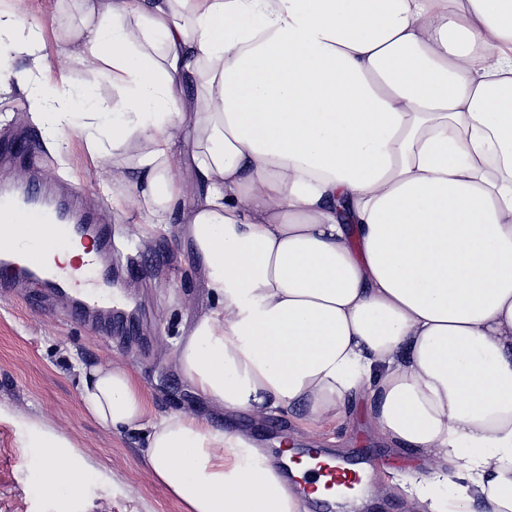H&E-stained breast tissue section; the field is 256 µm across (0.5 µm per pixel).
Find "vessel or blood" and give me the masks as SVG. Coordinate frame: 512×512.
Returning <instances> with one entry per match:
<instances>
[{"instance_id":"obj_1","label":"vessel or blood","mask_w":512,"mask_h":512,"mask_svg":"<svg viewBox=\"0 0 512 512\" xmlns=\"http://www.w3.org/2000/svg\"><path fill=\"white\" fill-rule=\"evenodd\" d=\"M21 224H49L51 237L34 240L31 246L15 244L0 248V293L8 294L16 279L46 282L78 296V311L87 314L112 301V227L101 223L94 211L80 208L76 197L52 198L40 202L31 196L0 193V221ZM80 241L85 256L77 260L74 272L52 269L47 259L60 239ZM310 477L324 483L352 486L360 483L359 472L333 462H319Z\"/></svg>"}]
</instances>
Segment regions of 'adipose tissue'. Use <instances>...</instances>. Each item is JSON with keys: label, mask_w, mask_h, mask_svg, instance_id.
<instances>
[{"label": "adipose tissue", "mask_w": 512, "mask_h": 512, "mask_svg": "<svg viewBox=\"0 0 512 512\" xmlns=\"http://www.w3.org/2000/svg\"><path fill=\"white\" fill-rule=\"evenodd\" d=\"M63 52L119 97L73 111L46 28L0 10L45 137L111 160L136 230L183 226L213 299L175 357L233 415L317 424L362 398L437 460L450 512H512V0H74ZM82 409L144 434L181 512H310L240 432L155 414L127 367L81 369ZM37 490L70 512L92 461L15 415Z\"/></svg>", "instance_id": "1"}]
</instances>
